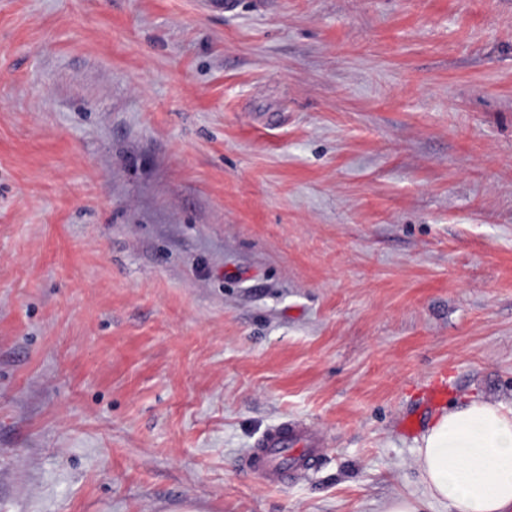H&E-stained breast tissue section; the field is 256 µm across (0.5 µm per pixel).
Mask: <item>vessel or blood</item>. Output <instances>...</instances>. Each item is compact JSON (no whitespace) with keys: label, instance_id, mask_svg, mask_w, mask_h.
Masks as SVG:
<instances>
[{"label":"vessel or blood","instance_id":"vessel-or-blood-1","mask_svg":"<svg viewBox=\"0 0 512 512\" xmlns=\"http://www.w3.org/2000/svg\"><path fill=\"white\" fill-rule=\"evenodd\" d=\"M322 437L298 420H284L260 440L245 460L248 470L266 484L282 485L288 476H300L318 461Z\"/></svg>","mask_w":512,"mask_h":512}]
</instances>
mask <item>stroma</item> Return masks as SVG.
I'll return each mask as SVG.
<instances>
[{
    "label": "stroma",
    "instance_id": "35a3bbf8",
    "mask_svg": "<svg viewBox=\"0 0 512 512\" xmlns=\"http://www.w3.org/2000/svg\"><path fill=\"white\" fill-rule=\"evenodd\" d=\"M437 378L512 408V0H0V512H382ZM322 437L298 420H284L265 434L245 460V467L266 484L282 485L288 474L299 477L318 461Z\"/></svg>",
    "mask_w": 512,
    "mask_h": 512
}]
</instances>
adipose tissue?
Returning <instances> with one entry per match:
<instances>
[{"label": "adipose tissue", "mask_w": 512, "mask_h": 512, "mask_svg": "<svg viewBox=\"0 0 512 512\" xmlns=\"http://www.w3.org/2000/svg\"><path fill=\"white\" fill-rule=\"evenodd\" d=\"M421 496L385 512H512V409L475 399L444 408L416 445Z\"/></svg>", "instance_id": "adipose-tissue-1"}]
</instances>
